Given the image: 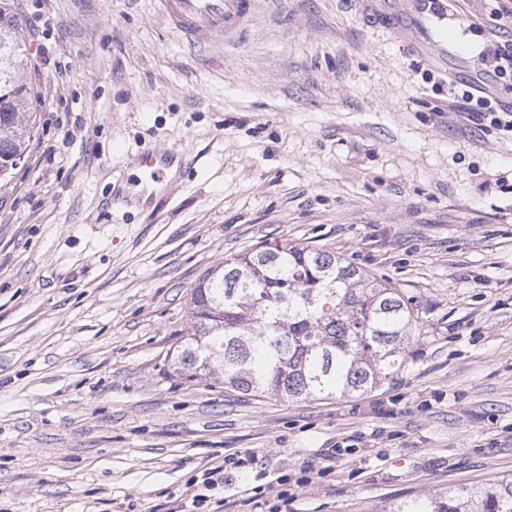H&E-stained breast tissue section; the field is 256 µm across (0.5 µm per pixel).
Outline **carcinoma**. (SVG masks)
Masks as SVG:
<instances>
[{
    "mask_svg": "<svg viewBox=\"0 0 512 512\" xmlns=\"http://www.w3.org/2000/svg\"><path fill=\"white\" fill-rule=\"evenodd\" d=\"M27 63L24 29L0 0V183L11 180L37 133L39 95L20 75ZM416 323L397 288L336 253L265 244L199 279L173 366L261 396H349L393 378ZM374 512H512V477L405 496Z\"/></svg>",
    "mask_w": 512,
    "mask_h": 512,
    "instance_id": "carcinoma-1",
    "label": "carcinoma"
}]
</instances>
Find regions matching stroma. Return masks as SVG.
I'll return each instance as SVG.
<instances>
[{
	"label": "stroma",
	"mask_w": 512,
	"mask_h": 512,
	"mask_svg": "<svg viewBox=\"0 0 512 512\" xmlns=\"http://www.w3.org/2000/svg\"><path fill=\"white\" fill-rule=\"evenodd\" d=\"M42 92L0 187V512H364L512 476V137L454 107L512 0H248L187 38L155 0H10ZM183 168L148 188L141 154ZM409 300L406 366L289 401L176 375L191 292L261 243ZM236 456V457H235ZM254 454H248L245 457L238 458V454L233 453L224 457V461L211 468L205 469L200 477L194 476L190 483L186 486L184 493L176 499L180 501L170 512H212L205 510L210 503V495L206 492L215 490L220 485H224V465L236 467L237 465H245L251 461ZM185 496L184 498H182Z\"/></svg>",
	"instance_id": "35a3bbf8"
}]
</instances>
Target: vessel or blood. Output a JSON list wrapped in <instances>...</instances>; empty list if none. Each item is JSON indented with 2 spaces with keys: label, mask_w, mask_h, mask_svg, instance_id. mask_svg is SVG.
<instances>
[{
  "label": "vessel or blood",
  "mask_w": 512,
  "mask_h": 512,
  "mask_svg": "<svg viewBox=\"0 0 512 512\" xmlns=\"http://www.w3.org/2000/svg\"><path fill=\"white\" fill-rule=\"evenodd\" d=\"M159 10L183 34H222L239 23L240 0H158Z\"/></svg>",
  "instance_id": "vessel-or-blood-1"
}]
</instances>
